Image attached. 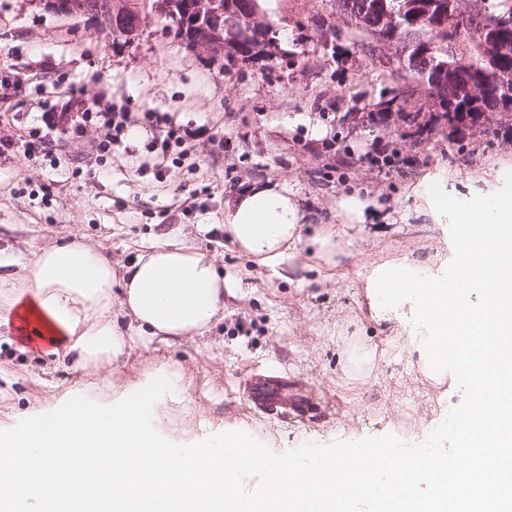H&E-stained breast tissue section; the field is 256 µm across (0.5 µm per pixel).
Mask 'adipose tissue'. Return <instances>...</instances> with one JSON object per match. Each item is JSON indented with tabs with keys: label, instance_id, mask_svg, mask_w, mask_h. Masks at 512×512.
Segmentation results:
<instances>
[{
	"label": "adipose tissue",
	"instance_id": "obj_1",
	"mask_svg": "<svg viewBox=\"0 0 512 512\" xmlns=\"http://www.w3.org/2000/svg\"><path fill=\"white\" fill-rule=\"evenodd\" d=\"M422 194L426 216L440 224L512 223V186L457 198L443 176ZM303 219L293 193L279 184L249 186L224 204L228 241L271 267L304 240L319 252L331 248V237H302ZM225 286L213 258L191 245L158 243L119 272L111 256L76 238L40 247L0 276V327L39 337L58 364L109 372L134 337L169 344L222 322Z\"/></svg>",
	"mask_w": 512,
	"mask_h": 512
}]
</instances>
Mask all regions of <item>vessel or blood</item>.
<instances>
[{
  "instance_id": "vessel-or-blood-1",
  "label": "vessel or blood",
  "mask_w": 512,
  "mask_h": 512,
  "mask_svg": "<svg viewBox=\"0 0 512 512\" xmlns=\"http://www.w3.org/2000/svg\"><path fill=\"white\" fill-rule=\"evenodd\" d=\"M241 387L250 409L266 418L303 420L312 402L309 389L285 373L253 371Z\"/></svg>"
}]
</instances>
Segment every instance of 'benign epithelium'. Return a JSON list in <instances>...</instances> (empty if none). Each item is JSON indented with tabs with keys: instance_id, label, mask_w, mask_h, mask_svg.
I'll return each mask as SVG.
<instances>
[{
	"instance_id": "obj_1",
	"label": "benign epithelium",
	"mask_w": 512,
	"mask_h": 512,
	"mask_svg": "<svg viewBox=\"0 0 512 512\" xmlns=\"http://www.w3.org/2000/svg\"><path fill=\"white\" fill-rule=\"evenodd\" d=\"M29 2L62 16H83L96 21L102 30L109 33L124 31L134 34L152 21L164 19L176 13L182 16L181 29H190L188 45L204 49L214 58L224 56V30L242 29L246 36L257 41L267 38V27L258 19V9L250 6L235 14L225 15L219 0H156L152 7H145L139 0H29ZM405 21L394 14L380 17L376 30L380 38L388 41L403 38L401 29ZM469 28L468 19L454 15L451 28H439V40L451 42ZM450 64L431 61L428 89L438 91L446 80Z\"/></svg>"
}]
</instances>
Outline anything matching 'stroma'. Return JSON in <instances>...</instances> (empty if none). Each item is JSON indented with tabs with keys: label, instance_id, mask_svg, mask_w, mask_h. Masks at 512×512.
<instances>
[{
	"label": "stroma",
	"instance_id": "obj_1",
	"mask_svg": "<svg viewBox=\"0 0 512 512\" xmlns=\"http://www.w3.org/2000/svg\"><path fill=\"white\" fill-rule=\"evenodd\" d=\"M328 14L335 31L323 40L316 20ZM265 19L277 36L244 62L189 49L161 23L110 34L31 0H0V71L20 79L0 88V138L32 144L0 153V256L22 261L79 234L123 268L176 239L212 253L229 285L222 323L172 347L130 349L110 389L99 375L48 363L40 339L1 327V423L17 424L77 387L103 401L129 397L168 364L179 376L156 403L161 425L198 436L243 430L276 453L387 434L419 444L461 402L451 372L427 370L403 312L375 315L366 278L378 265L436 271L453 259L448 225L417 212L414 192L441 168L456 195L511 169L512 114L493 112L454 132L418 74L389 67L397 44L333 14L330 0H278ZM74 99L83 112L102 99L195 129L192 155L162 175L137 174L145 124L132 129L126 151L98 162L88 157L102 133L95 124L84 137L41 143L42 113L67 111ZM255 182L295 194L305 239L335 231V263L305 243L270 268L226 240L224 203ZM349 194L377 205L376 215L342 223L337 204ZM189 196L195 208L181 210ZM269 368L309 385L323 406L304 422L254 417L237 382ZM430 385L440 392L435 403H409Z\"/></svg>",
	"mask_w": 512,
	"mask_h": 512
}]
</instances>
